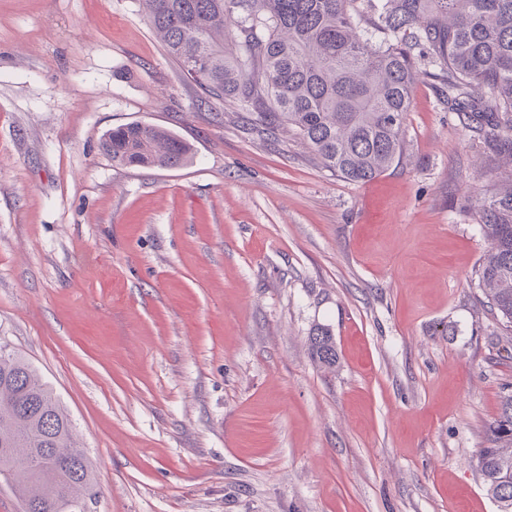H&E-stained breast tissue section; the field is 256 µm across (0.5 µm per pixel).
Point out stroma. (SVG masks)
<instances>
[{
	"label": "stroma",
	"mask_w": 512,
	"mask_h": 512,
	"mask_svg": "<svg viewBox=\"0 0 512 512\" xmlns=\"http://www.w3.org/2000/svg\"><path fill=\"white\" fill-rule=\"evenodd\" d=\"M131 123L188 160L113 165ZM481 151L422 82L401 163L352 182L185 82L139 0H0V344L68 412L89 512H498L475 206L512 165ZM312 355L319 366L332 369L336 366V345L332 336L323 330H318L310 337Z\"/></svg>",
	"instance_id": "stroma-1"
}]
</instances>
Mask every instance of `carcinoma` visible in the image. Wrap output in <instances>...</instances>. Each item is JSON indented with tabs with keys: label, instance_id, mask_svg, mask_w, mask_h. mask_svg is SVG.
I'll return each mask as SVG.
<instances>
[{
	"label": "carcinoma",
	"instance_id": "obj_1",
	"mask_svg": "<svg viewBox=\"0 0 512 512\" xmlns=\"http://www.w3.org/2000/svg\"><path fill=\"white\" fill-rule=\"evenodd\" d=\"M182 75L249 111L266 136L289 128L321 165L367 182L398 163L414 86L437 82L448 111L512 162V0H141ZM234 27V36L226 30ZM102 151L120 166L176 167L189 147L170 131L129 124ZM489 242L478 286L512 332V183L479 211ZM319 366H336L332 336L310 337ZM478 451L487 496L512 512V396ZM0 478L24 512L79 503L94 471L68 413L37 368L0 346Z\"/></svg>",
	"mask_w": 512,
	"mask_h": 512
}]
</instances>
